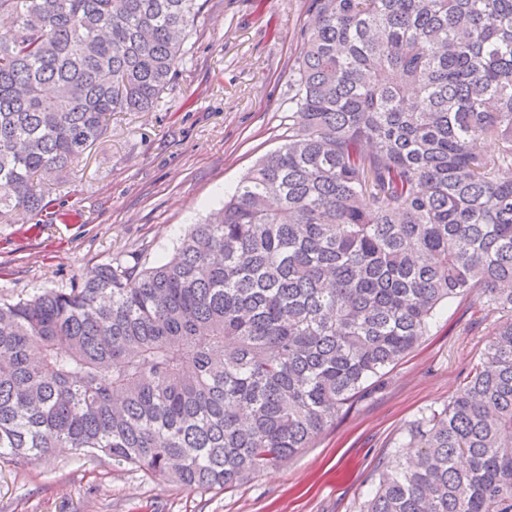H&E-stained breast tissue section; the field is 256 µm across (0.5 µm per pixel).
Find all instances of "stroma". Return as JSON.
Segmentation results:
<instances>
[{
  "mask_svg": "<svg viewBox=\"0 0 512 512\" xmlns=\"http://www.w3.org/2000/svg\"><path fill=\"white\" fill-rule=\"evenodd\" d=\"M201 2L186 59L158 108L113 113L78 166L48 180L54 222L22 208L0 222V300L68 289L105 265H151L279 146L306 0ZM499 319L451 303L314 447L234 489L186 490L56 448L25 468L0 459V512H359L403 430L447 403Z\"/></svg>",
  "mask_w": 512,
  "mask_h": 512,
  "instance_id": "1",
  "label": "stroma"
}]
</instances>
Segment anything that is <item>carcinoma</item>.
Instances as JSON below:
<instances>
[{"instance_id": "cac0c4a2", "label": "carcinoma", "mask_w": 512, "mask_h": 512, "mask_svg": "<svg viewBox=\"0 0 512 512\" xmlns=\"http://www.w3.org/2000/svg\"><path fill=\"white\" fill-rule=\"evenodd\" d=\"M198 0H0V221L150 112ZM288 133L147 267L0 302V458L281 467L454 300L508 314L361 512H512V0H309ZM493 141L497 149L482 150Z\"/></svg>"}]
</instances>
